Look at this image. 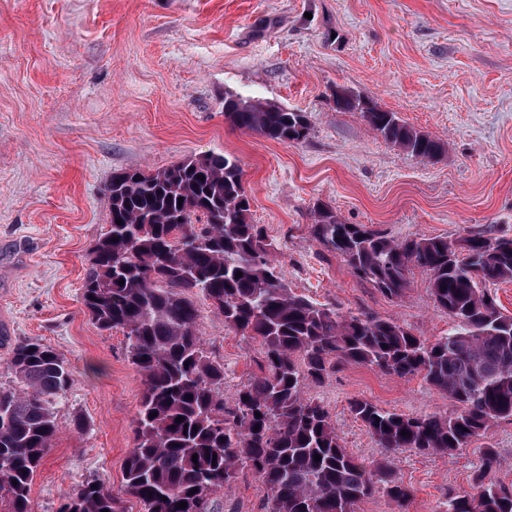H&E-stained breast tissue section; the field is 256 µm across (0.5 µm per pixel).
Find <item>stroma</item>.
Wrapping results in <instances>:
<instances>
[{
    "instance_id": "35a3bbf8",
    "label": "stroma",
    "mask_w": 512,
    "mask_h": 512,
    "mask_svg": "<svg viewBox=\"0 0 512 512\" xmlns=\"http://www.w3.org/2000/svg\"><path fill=\"white\" fill-rule=\"evenodd\" d=\"M340 88L443 140L446 153L423 162L375 136L359 113L336 110ZM228 91L307 113L306 139L284 145L231 128ZM208 154L241 165L252 221L295 292L429 339L447 333L425 274L388 299L311 236V211L321 201L342 222L396 239L512 236V0H0V364L37 338L72 374L32 512H58L93 477L142 512L123 484L141 376L122 331L92 324L81 288L108 227L113 173ZM198 310L232 397L259 374L261 346ZM307 394L350 453L388 459L413 487L408 512H441L448 494L469 489L489 444L497 479L512 486V421L449 457L388 454L348 408L362 397L410 415L450 412L421 378L353 365ZM266 497L246 470L214 510L264 512Z\"/></svg>"
}]
</instances>
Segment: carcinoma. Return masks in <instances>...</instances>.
I'll return each instance as SVG.
<instances>
[{"label":"carcinoma","instance_id":"cac0c4a2","mask_svg":"<svg viewBox=\"0 0 512 512\" xmlns=\"http://www.w3.org/2000/svg\"><path fill=\"white\" fill-rule=\"evenodd\" d=\"M334 106L359 113L376 135L423 162L446 151L442 140L352 91L335 93ZM224 120L286 145L309 132L304 112L230 93ZM107 192L109 227L91 251L82 299L98 329L123 331L142 378L123 480L144 512H214L216 497L244 469L265 484L266 512H357L378 490L396 512H408L412 487L387 459L349 453L328 410L306 395L345 366L418 376L453 406L446 415L412 416L350 400L351 414L387 453L451 456L512 421V315L493 291L512 281V237L469 231L454 240L394 239L313 206L312 237L387 298L404 297L414 272L427 275L433 307L453 323L429 340L396 320L343 314L294 293L273 260L276 244L251 221L243 171L228 156L149 173L120 170ZM198 300L229 331L261 345V374L230 400L224 364L199 334ZM7 371L13 385L0 386V512H32L31 486L58 434L57 399L72 376L61 354L38 339L13 347ZM497 466L496 449H482L472 490L448 495L443 512H512V487L490 478ZM181 501L186 508H177ZM59 512L127 510L93 479Z\"/></svg>","mask_w":512,"mask_h":512}]
</instances>
